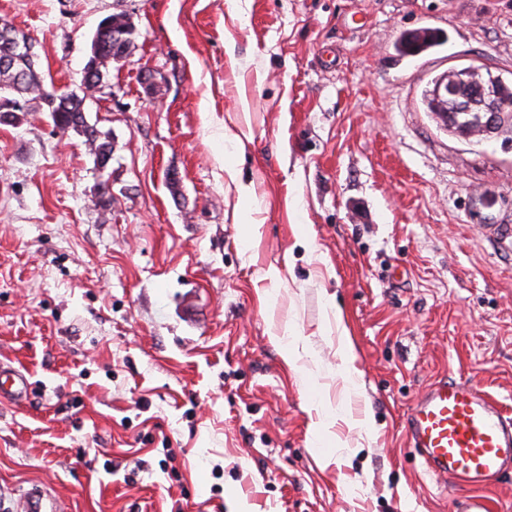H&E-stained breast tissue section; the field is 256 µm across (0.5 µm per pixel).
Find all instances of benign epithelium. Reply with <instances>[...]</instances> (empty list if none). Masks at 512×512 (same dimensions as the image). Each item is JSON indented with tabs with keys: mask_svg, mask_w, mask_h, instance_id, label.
Wrapping results in <instances>:
<instances>
[{
	"mask_svg": "<svg viewBox=\"0 0 512 512\" xmlns=\"http://www.w3.org/2000/svg\"><path fill=\"white\" fill-rule=\"evenodd\" d=\"M505 81L500 74L487 81L479 65L450 68L432 84L431 94L441 108L437 113L441 126L466 139L481 142L500 140L511 144L512 106L503 102L495 85ZM471 86L480 95L474 103L461 95V89Z\"/></svg>",
	"mask_w": 512,
	"mask_h": 512,
	"instance_id": "7a95c632",
	"label": "benign epithelium"
}]
</instances>
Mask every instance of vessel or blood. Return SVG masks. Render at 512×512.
<instances>
[{"instance_id": "1", "label": "vessel or blood", "mask_w": 512, "mask_h": 512, "mask_svg": "<svg viewBox=\"0 0 512 512\" xmlns=\"http://www.w3.org/2000/svg\"><path fill=\"white\" fill-rule=\"evenodd\" d=\"M27 377L0 366V398L19 399ZM408 443L425 471L466 492L461 512H489L480 489L512 474V413L473 384L446 376L432 383L411 405L405 422ZM17 512H61L56 497L30 490Z\"/></svg>"}]
</instances>
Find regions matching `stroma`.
I'll use <instances>...</instances> for the list:
<instances>
[{
	"mask_svg": "<svg viewBox=\"0 0 512 512\" xmlns=\"http://www.w3.org/2000/svg\"><path fill=\"white\" fill-rule=\"evenodd\" d=\"M120 11L134 47L84 105L106 168L37 104L0 122V363L30 382L0 403V512L37 485L65 512H459L404 423L445 375L512 411V146L456 138L420 95L452 66L512 77V0H0L62 91ZM420 28L447 40L400 55ZM207 112L243 143L212 139ZM228 160L259 207L249 242ZM330 298L375 434L325 468ZM274 323L301 332L312 375ZM272 340L278 345L284 363L296 371H308L305 359L309 358L315 363L308 344L294 328L285 326L282 329H271ZM288 336V341L285 337Z\"/></svg>",
	"mask_w": 512,
	"mask_h": 512,
	"instance_id": "1",
	"label": "stroma"
}]
</instances>
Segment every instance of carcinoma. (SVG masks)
<instances>
[{
  "mask_svg": "<svg viewBox=\"0 0 512 512\" xmlns=\"http://www.w3.org/2000/svg\"><path fill=\"white\" fill-rule=\"evenodd\" d=\"M12 28L0 20V115L24 111L20 102L37 100L46 107L54 127L62 132L74 131L85 137L84 144L96 163L106 164L112 156V143L88 125L84 115L86 98L100 91L103 69L112 63L124 64L129 55L134 25L124 12L105 17L91 42V54L85 65L82 95L47 88L35 69L38 54L35 44L26 48L3 36ZM446 41L439 31L430 30L423 37L410 31L403 34L397 50L403 55H419Z\"/></svg>",
  "mask_w": 512,
  "mask_h": 512,
  "instance_id": "obj_1",
  "label": "carcinoma"
}]
</instances>
